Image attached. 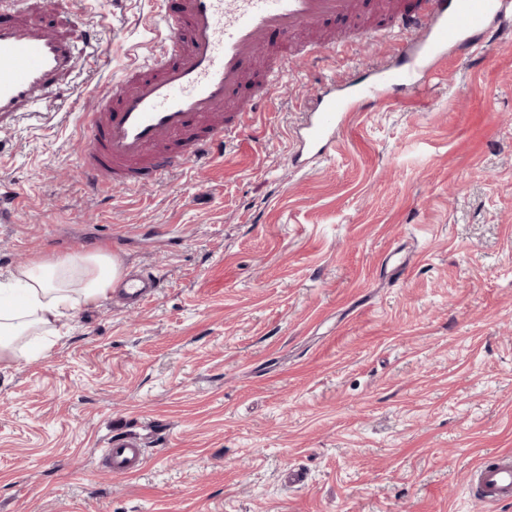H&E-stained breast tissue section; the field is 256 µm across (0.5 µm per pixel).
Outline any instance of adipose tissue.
I'll use <instances>...</instances> for the list:
<instances>
[{
	"instance_id": "obj_1",
	"label": "adipose tissue",
	"mask_w": 512,
	"mask_h": 512,
	"mask_svg": "<svg viewBox=\"0 0 512 512\" xmlns=\"http://www.w3.org/2000/svg\"><path fill=\"white\" fill-rule=\"evenodd\" d=\"M121 275L119 263L103 251L65 260L39 258L19 268L11 280L20 299L0 294V361L23 358L22 339L65 311L105 298Z\"/></svg>"
}]
</instances>
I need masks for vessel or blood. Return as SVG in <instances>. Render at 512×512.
Here are the masks:
<instances>
[{"instance_id":"1","label":"vessel or blood","mask_w":512,"mask_h":512,"mask_svg":"<svg viewBox=\"0 0 512 512\" xmlns=\"http://www.w3.org/2000/svg\"><path fill=\"white\" fill-rule=\"evenodd\" d=\"M28 0H0V126L17 112L29 111L74 65V48L44 27L19 21ZM512 0H401L393 27L410 34L393 65L369 76V90L357 84L326 86L297 127L292 159L324 154L350 117L354 98L411 85L413 76L431 68L447 46L476 51V34H487L490 21L505 16ZM358 0H160L150 18L163 33L156 52L129 67L95 104L80 113L87 147L80 158L87 186L102 194L133 187L219 156L277 90L280 68L269 64L254 94L236 100L271 35L282 38L316 30L325 20L357 13ZM153 278L125 289L130 306L154 297ZM111 472L131 475L145 463L138 440L125 437L102 449ZM481 501L512 500V455L500 456L474 474Z\"/></svg>"}]
</instances>
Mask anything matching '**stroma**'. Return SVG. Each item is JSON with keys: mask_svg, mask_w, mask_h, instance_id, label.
<instances>
[{"mask_svg": "<svg viewBox=\"0 0 512 512\" xmlns=\"http://www.w3.org/2000/svg\"><path fill=\"white\" fill-rule=\"evenodd\" d=\"M378 2L303 41L377 29ZM154 9L31 0L26 13L78 62L0 131L15 206L0 282L26 259L96 248L159 288L141 307L80 309L43 355L0 364V512H512L470 482L512 453V50L448 51L298 168L306 98L390 64L407 39L356 41L321 67L289 56L222 157L94 194L78 115L152 55ZM129 435L143 469L99 468Z\"/></svg>", "mask_w": 512, "mask_h": 512, "instance_id": "stroma-1", "label": "stroma"}]
</instances>
